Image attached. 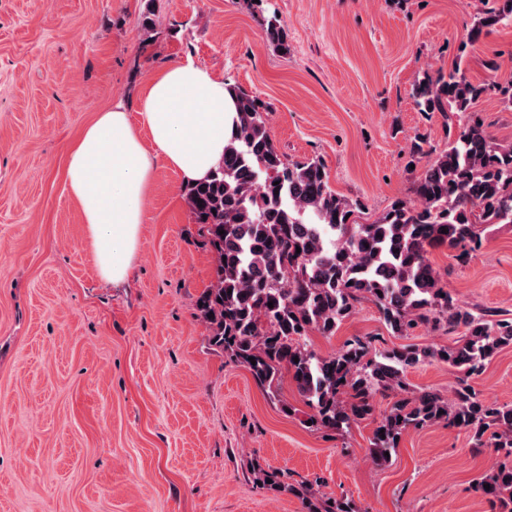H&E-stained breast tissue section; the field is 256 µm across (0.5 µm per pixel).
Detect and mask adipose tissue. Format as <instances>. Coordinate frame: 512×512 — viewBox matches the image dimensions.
<instances>
[{
    "mask_svg": "<svg viewBox=\"0 0 512 512\" xmlns=\"http://www.w3.org/2000/svg\"><path fill=\"white\" fill-rule=\"evenodd\" d=\"M141 115L148 140L118 103L66 149L64 190L80 207L100 276L115 284L126 279L139 248L142 201L156 161L184 181L205 178L224 157L235 112L223 80L174 61L151 81Z\"/></svg>",
    "mask_w": 512,
    "mask_h": 512,
    "instance_id": "ef3b65f1",
    "label": "adipose tissue"
}]
</instances>
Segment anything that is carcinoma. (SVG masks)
<instances>
[{
  "instance_id": "cac0c4a2",
  "label": "carcinoma",
  "mask_w": 512,
  "mask_h": 512,
  "mask_svg": "<svg viewBox=\"0 0 512 512\" xmlns=\"http://www.w3.org/2000/svg\"><path fill=\"white\" fill-rule=\"evenodd\" d=\"M484 3L472 42L512 18V0ZM265 35L285 46L277 15ZM487 90L467 80L459 61L415 86L419 110L444 118L445 147L417 172L416 200L398 199L374 219L362 201L332 188L321 160L288 161L269 134L263 104L238 87L229 88L236 119L224 160L183 193L214 258L213 279L197 298L213 346L272 394L287 370L311 428L346 432L371 421L379 462L411 429L442 424L465 432L472 447L498 457L475 490L499 512H512V404L488 402L470 383L512 346V317L460 304L427 256V248L446 246L466 261L494 226L512 224V143L499 142L472 111ZM364 300L378 308L390 336L402 340L423 327L457 337L451 345L379 348L375 336H353L335 353L319 354L308 336H335ZM430 361L458 373L446 396L407 382L409 370ZM379 395L391 398L383 411ZM257 480L299 497L305 512H358L351 499L290 484L277 471L260 469Z\"/></svg>"
}]
</instances>
